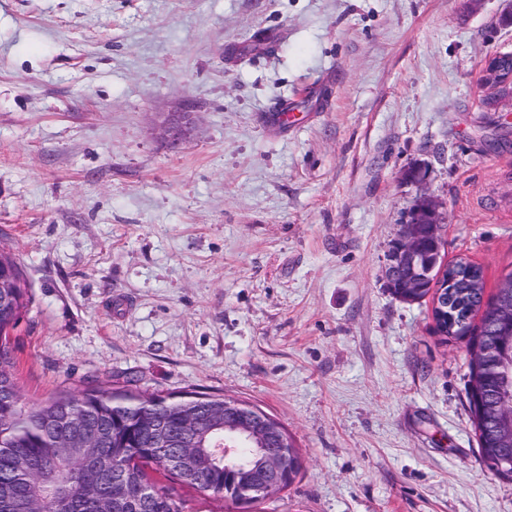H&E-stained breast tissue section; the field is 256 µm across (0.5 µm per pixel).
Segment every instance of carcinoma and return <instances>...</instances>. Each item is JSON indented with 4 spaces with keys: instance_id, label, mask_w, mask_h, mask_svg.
Listing matches in <instances>:
<instances>
[{
    "instance_id": "cac0c4a2",
    "label": "carcinoma",
    "mask_w": 512,
    "mask_h": 512,
    "mask_svg": "<svg viewBox=\"0 0 512 512\" xmlns=\"http://www.w3.org/2000/svg\"><path fill=\"white\" fill-rule=\"evenodd\" d=\"M0 259L12 269L10 287L0 288V314L10 318L0 321V512H184V487L219 501L268 496L241 488L240 472L254 469L261 459L256 444L244 445L227 463L205 464L206 452L231 434L224 430V404L233 398L206 394L187 403L91 385L78 395L24 405L10 332L31 297L11 255L0 249ZM468 265L475 273L474 288L449 297L441 316L446 320L456 305L463 306L469 311L466 327L485 350L471 354L469 377L480 394L479 406L472 409L479 451L492 467L512 454V430L501 412L512 403V330L497 316V308L512 305V291L485 295L483 268ZM78 410L84 413L79 432L71 428ZM192 415L200 419V429L185 432L183 422ZM267 447L286 448L288 459L300 460L281 427ZM177 448L187 449L190 459L178 460ZM153 472L168 484L157 485Z\"/></svg>"
}]
</instances>
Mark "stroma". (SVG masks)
<instances>
[{"label": "stroma", "mask_w": 512, "mask_h": 512, "mask_svg": "<svg viewBox=\"0 0 512 512\" xmlns=\"http://www.w3.org/2000/svg\"><path fill=\"white\" fill-rule=\"evenodd\" d=\"M506 6L0 0L24 403L94 381L255 406L303 468L253 512H512L479 456L466 341L385 280L424 194L446 261L480 265L490 294L512 273V102L479 83L512 50Z\"/></svg>", "instance_id": "obj_1"}]
</instances>
